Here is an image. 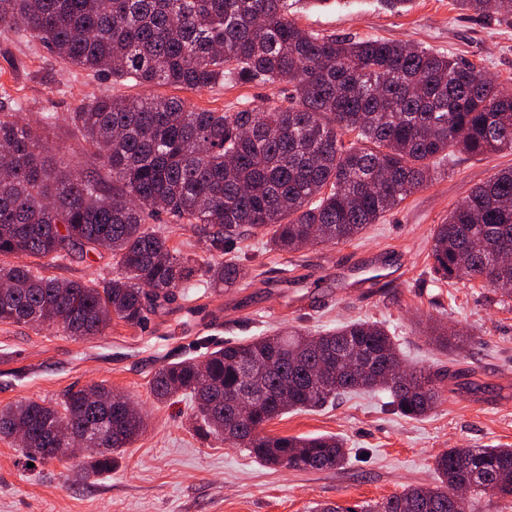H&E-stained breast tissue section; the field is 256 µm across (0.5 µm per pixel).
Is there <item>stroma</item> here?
Segmentation results:
<instances>
[{
  "mask_svg": "<svg viewBox=\"0 0 512 512\" xmlns=\"http://www.w3.org/2000/svg\"><path fill=\"white\" fill-rule=\"evenodd\" d=\"M305 29L337 36L399 40L466 59L512 88V23L475 17L454 0H413L395 11L383 0H328L298 10ZM21 119L56 115L46 133L51 156L77 170L96 162L78 141L71 112L92 95L178 97L194 110L233 112L287 104L286 84L230 83L202 90L137 86L84 71L40 44L0 32V85ZM512 166V154L456 156L439 166L379 223L340 244L270 250L257 233L226 244L242 279L223 291L177 293L143 325L113 322L103 335L77 339L57 328L0 322V408L24 400H59L70 389L111 386L143 413L140 436L95 480L74 479L80 458L29 464L16 442L0 438V512H311L317 503L352 507L409 485L435 482L434 460L451 448L512 446V302L477 282L440 281L428 254L437 224L473 186ZM42 274L98 283L116 267L104 249L26 260ZM384 324L405 368L442 375V400L409 419L384 392L347 396L316 411H295L267 435H336L347 462L335 471L272 469L247 449L202 435L191 397L157 402L155 371L168 362L205 360L220 347L295 327L311 332L353 320ZM463 331L469 345L448 351L431 327Z\"/></svg>",
  "mask_w": 512,
  "mask_h": 512,
  "instance_id": "35a3bbf8",
  "label": "stroma"
}]
</instances>
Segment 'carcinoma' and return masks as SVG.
Returning a JSON list of instances; mask_svg holds the SVG:
<instances>
[{"label": "carcinoma", "instance_id": "carcinoma-1", "mask_svg": "<svg viewBox=\"0 0 512 512\" xmlns=\"http://www.w3.org/2000/svg\"><path fill=\"white\" fill-rule=\"evenodd\" d=\"M302 0H0V31L39 43L69 64L138 85L202 89L224 81L292 85L291 105L236 112L190 110L172 97L98 96L73 113L87 151L112 175V193L92 174L48 155L41 127L0 111V256L57 257L111 251L118 271L95 285L61 281L26 265L0 264V322L57 327L70 336L130 327L203 278L233 288L232 260L199 263L146 224L160 212L200 227L208 250L224 251L260 230L270 246L345 243L423 188L438 160L512 152V92L470 62L384 39L353 40L300 27ZM462 9L509 19L512 0H457ZM353 135L346 141L344 136ZM512 169L473 187L437 225L431 271L479 281L512 300ZM437 378L402 368L378 322L319 334L280 331L226 345L201 361L162 365L151 382L164 402L189 394L205 435L246 448L274 467L337 470L335 436L272 437L265 425L312 411L341 394L381 389L417 419L441 401ZM104 384L61 401L0 408V437H28L23 456L47 463L83 456L75 478L112 471L144 428L143 415L105 410ZM253 399L247 417L237 405ZM439 483L409 486L359 510L318 503L312 512H472V499L512 497V447L450 448L435 458ZM470 494L461 496L458 490Z\"/></svg>", "mask_w": 512, "mask_h": 512}]
</instances>
